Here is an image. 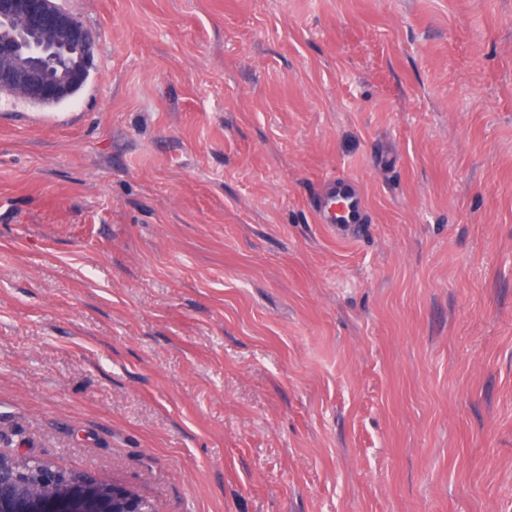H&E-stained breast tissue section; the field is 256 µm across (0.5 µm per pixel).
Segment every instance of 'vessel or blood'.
I'll return each mask as SVG.
<instances>
[{"label":"vessel or blood","instance_id":"b4317fda","mask_svg":"<svg viewBox=\"0 0 512 512\" xmlns=\"http://www.w3.org/2000/svg\"><path fill=\"white\" fill-rule=\"evenodd\" d=\"M319 223L342 239L355 238L369 213L356 182L349 177H333L323 183L314 199Z\"/></svg>","mask_w":512,"mask_h":512}]
</instances>
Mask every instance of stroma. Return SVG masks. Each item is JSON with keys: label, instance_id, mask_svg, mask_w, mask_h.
I'll list each match as a JSON object with an SVG mask.
<instances>
[{"label": "stroma", "instance_id": "stroma-1", "mask_svg": "<svg viewBox=\"0 0 512 512\" xmlns=\"http://www.w3.org/2000/svg\"><path fill=\"white\" fill-rule=\"evenodd\" d=\"M57 3L99 38L54 121L0 97V435L156 512H512V0ZM318 224L341 239H353L369 213L356 182L350 177H332L323 183L314 199Z\"/></svg>", "mask_w": 512, "mask_h": 512}]
</instances>
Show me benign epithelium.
<instances>
[{"mask_svg":"<svg viewBox=\"0 0 512 512\" xmlns=\"http://www.w3.org/2000/svg\"><path fill=\"white\" fill-rule=\"evenodd\" d=\"M0 25L25 45L0 46L21 62L0 64V84L29 102L79 90L90 75L97 34L55 0H0ZM0 512H154L138 494L114 482L77 474L38 458H20L0 440Z\"/></svg>","mask_w":512,"mask_h":512,"instance_id":"7a95c632","label":"benign epithelium"}]
</instances>
